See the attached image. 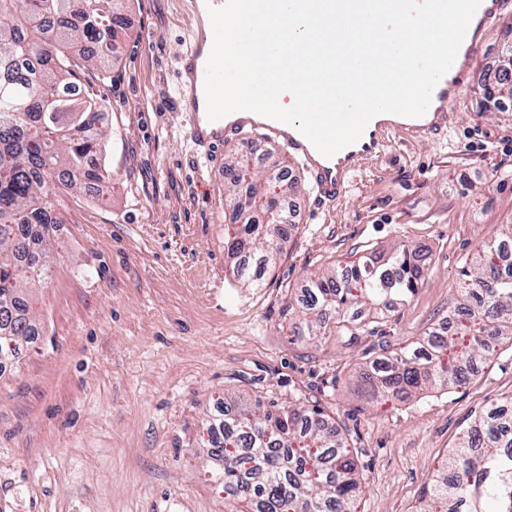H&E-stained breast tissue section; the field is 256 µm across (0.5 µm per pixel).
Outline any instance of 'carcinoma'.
<instances>
[{"label": "carcinoma", "instance_id": "carcinoma-1", "mask_svg": "<svg viewBox=\"0 0 512 512\" xmlns=\"http://www.w3.org/2000/svg\"><path fill=\"white\" fill-rule=\"evenodd\" d=\"M129 0H0V374L15 370L40 336L26 284L44 278L60 218L53 179L88 190L100 174L87 170L102 151L95 114L105 108L76 84L74 69L101 63L97 44L121 27ZM483 94L512 99V58L484 80ZM287 174L271 151L260 168L245 154L224 162L227 214L233 234L224 253L238 276L260 281L289 224L277 183ZM512 225L461 271L455 326L433 330L411 352L373 360L359 382L371 402L407 400L426 389L467 384L477 362L505 340L512 343V274H500L502 245ZM427 275L416 252L401 245L345 271L311 279L305 309L311 336H351L368 329L340 318L355 305L383 309L414 294ZM512 399L480 414L448 455V475L431 482L422 512H512V490L499 488L512 471ZM215 454L224 455V493L243 512H358L362 476L345 441L321 410L273 406L238 397L224 402V421L211 429Z\"/></svg>", "mask_w": 512, "mask_h": 512}]
</instances>
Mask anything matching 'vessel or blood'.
Masks as SVG:
<instances>
[{
    "mask_svg": "<svg viewBox=\"0 0 512 512\" xmlns=\"http://www.w3.org/2000/svg\"><path fill=\"white\" fill-rule=\"evenodd\" d=\"M502 0H482L473 17L459 53L435 87L427 112L420 117L393 116L372 119L361 138L332 157L323 156L297 129L259 114L240 111L216 121L206 112L204 81L209 47L194 41L182 58L183 81L178 90L183 112L189 125V136L202 155L222 146L230 136L244 129L261 132L262 136L284 144L289 153L304 164L313 180L317 197L330 202L341 199L350 189L354 175L369 161L382 158L395 137L409 134L418 137L437 136L447 130L452 120L450 105L460 97L467 74L484 45L485 28L500 15Z\"/></svg>",
    "mask_w": 512,
    "mask_h": 512,
    "instance_id": "obj_1",
    "label": "vessel or blood"
}]
</instances>
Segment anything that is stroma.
I'll list each match as a JSON object with an SVG mask.
<instances>
[{
	"mask_svg": "<svg viewBox=\"0 0 512 512\" xmlns=\"http://www.w3.org/2000/svg\"><path fill=\"white\" fill-rule=\"evenodd\" d=\"M512 0L489 24L454 119L440 138H396L339 201L325 204L292 164L293 227L260 285L224 257V161L259 151L253 131L199 158L178 104L179 57L195 34L191 0H132L118 49L80 84L104 100L93 193H60L41 326L0 376V512H239L217 479L210 431L225 399L317 408L346 437L363 476L359 512H415L475 417L512 396V344L469 384L375 406L357 377L385 350L450 322L460 272L512 224V100L484 102ZM406 244L428 273L385 319H347L359 336H306L310 275Z\"/></svg>",
	"mask_w": 512,
	"mask_h": 512,
	"instance_id": "1",
	"label": "stroma"
}]
</instances>
